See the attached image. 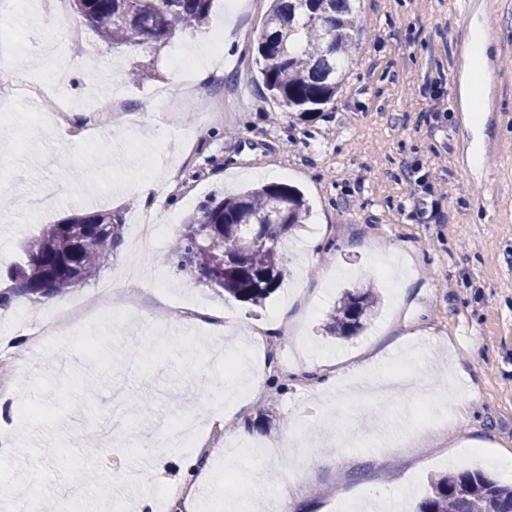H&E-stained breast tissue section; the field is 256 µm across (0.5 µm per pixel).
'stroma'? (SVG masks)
<instances>
[{"label": "stroma", "instance_id": "35a3bbf8", "mask_svg": "<svg viewBox=\"0 0 512 512\" xmlns=\"http://www.w3.org/2000/svg\"><path fill=\"white\" fill-rule=\"evenodd\" d=\"M466 2L361 0L344 87L304 117L265 95L255 46L267 0H215L201 28L161 45L112 47L85 29L89 53L120 68L77 69L70 97L81 106L113 83L126 91L111 126L69 113L70 124L94 125L93 145L46 124L57 98L11 102L0 115V187L11 199L0 209V289L22 242L73 211H118L125 226L110 264L64 294L66 304L93 298L129 262L135 215L179 226L211 199L269 182L304 194L310 211L289 245L316 254L288 259L290 288L252 307L176 273L162 236L141 260L154 288L139 294L130 320L78 317L39 377L22 368L0 390V400L30 397L35 408L0 418V437L15 446L0 456V512L74 491L78 512H115L142 491L111 483L106 455L135 465L139 445L164 434L153 482L178 483L188 450L176 425L201 399L186 380L193 367L208 370L224 408L228 389L244 403L223 430L236 454L200 456L220 482L199 496L198 512H281L276 489L286 484L296 488L292 512H381L375 491L392 484L401 512H415L432 479L466 470L512 485L496 465L512 452V0H489L473 17ZM464 20L492 37L489 83L502 113L468 133L479 168L456 148ZM243 30V49L230 47ZM215 42L223 60L203 66L198 99L156 104L154 89L178 83L177 53ZM132 71L143 80L129 81ZM146 177L160 188L145 199L135 184ZM48 183L61 190L56 204L34 209ZM367 283L381 302L365 328L331 336L340 293ZM287 299L286 330L256 345L247 328L271 321ZM49 312L23 296L1 307L0 350L20 331H41ZM228 314L244 331L211 334L209 322ZM330 362L340 373L325 392ZM249 367L263 370L261 387L242 385ZM441 382L447 395L432 390Z\"/></svg>", "mask_w": 512, "mask_h": 512}]
</instances>
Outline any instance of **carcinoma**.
I'll list each match as a JSON object with an SVG mask.
<instances>
[{
  "label": "carcinoma",
  "instance_id": "cac0c4a2",
  "mask_svg": "<svg viewBox=\"0 0 512 512\" xmlns=\"http://www.w3.org/2000/svg\"><path fill=\"white\" fill-rule=\"evenodd\" d=\"M74 13L112 46L161 44L201 27L215 0H69ZM256 63L267 94L292 112H319L341 88V66L358 31L354 0H268ZM265 224L268 241L246 242L228 226ZM304 198L287 184H268L203 205L175 236L178 271L238 302L265 303L287 275L283 243L304 223ZM125 222L118 212L83 210L22 243L23 261L0 291V307L14 296L35 300L82 287L111 260ZM379 304L372 285L345 291L331 316L330 333L348 338ZM417 512H512V487L481 471L445 474L431 481Z\"/></svg>",
  "mask_w": 512,
  "mask_h": 512
}]
</instances>
